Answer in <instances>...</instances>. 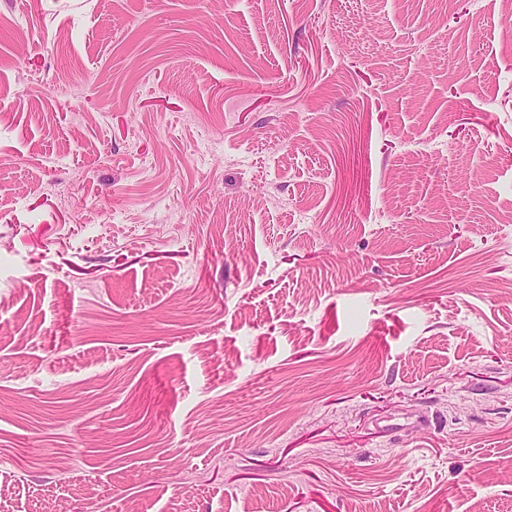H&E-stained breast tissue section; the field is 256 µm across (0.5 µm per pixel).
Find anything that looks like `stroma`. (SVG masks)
<instances>
[{
    "label": "stroma",
    "mask_w": 512,
    "mask_h": 512,
    "mask_svg": "<svg viewBox=\"0 0 512 512\" xmlns=\"http://www.w3.org/2000/svg\"><path fill=\"white\" fill-rule=\"evenodd\" d=\"M499 0H0V512H512Z\"/></svg>",
    "instance_id": "35a3bbf8"
}]
</instances>
